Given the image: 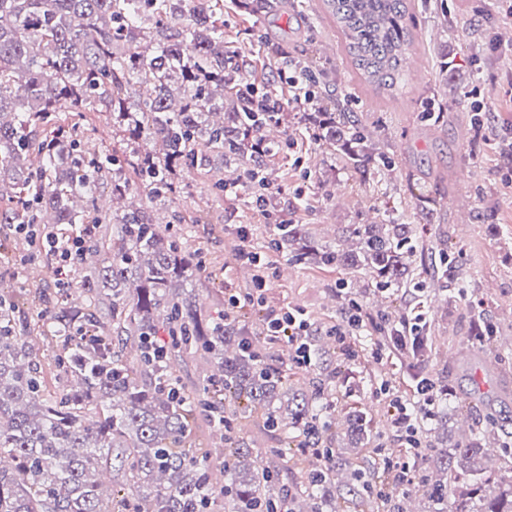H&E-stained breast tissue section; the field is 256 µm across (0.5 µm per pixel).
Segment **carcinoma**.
Listing matches in <instances>:
<instances>
[{"label": "carcinoma", "mask_w": 512, "mask_h": 512, "mask_svg": "<svg viewBox=\"0 0 512 512\" xmlns=\"http://www.w3.org/2000/svg\"><path fill=\"white\" fill-rule=\"evenodd\" d=\"M336 23L355 69L369 83L394 91L411 44L414 0H321ZM256 20L273 0H232ZM314 84L327 79L315 57L295 63ZM268 81L224 41V6L211 0H0V201L14 204L4 223L22 218L51 232L58 224L112 225L106 265L83 276L87 302L66 304L45 315L43 326L59 342L54 361L61 389L48 390L29 346L26 325H17L14 296L0 293V512H206L216 491L224 512L276 506L297 512H403L407 492L388 503L365 489L358 464L347 461L350 487L328 498L332 472L317 481L279 485L281 463L300 464L287 426L307 430L319 416L315 397L288 388V373L273 369L260 349L241 350L239 315L205 313L186 291L198 255L185 253L175 237L159 233L141 208L97 215L95 193L115 158L84 160L81 143L58 120L60 105L82 114L103 103L113 128L129 139L160 145L153 153L131 145L127 158L148 198L172 192L184 164L210 159L270 183L266 158L276 148L266 131L280 122L255 112L246 83ZM149 95L131 103L133 89ZM314 140L365 177L384 155L377 152L341 92L314 102ZM221 110L224 120L210 121ZM356 247L314 249L302 224H283L280 249L300 260L354 270L381 288L408 280L417 251L413 223L385 205L377 224L350 231ZM107 301L117 329L138 338L141 368L131 369L100 330L97 304ZM189 349L214 362L198 393H173L171 360ZM224 416L285 434L273 458L229 441L224 487L212 480L207 452L192 446L200 420ZM497 426L479 427L468 440L440 439L427 448L431 475L421 492L429 512H512V454L505 465H487L484 442ZM353 447L371 448L363 412L349 415ZM124 475L112 507H100V472Z\"/></svg>", "instance_id": "obj_1"}]
</instances>
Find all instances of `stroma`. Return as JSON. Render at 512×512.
Instances as JSON below:
<instances>
[{
    "label": "stroma",
    "instance_id": "obj_1",
    "mask_svg": "<svg viewBox=\"0 0 512 512\" xmlns=\"http://www.w3.org/2000/svg\"><path fill=\"white\" fill-rule=\"evenodd\" d=\"M284 2L283 10L266 21L225 10L224 30L257 63L271 61L276 46L292 59L316 54L351 96L363 125L374 132L391 162L380 171L378 188L410 211L419 193L436 199L431 223L417 226L423 251L411 265L412 278L423 282L424 290L366 287L352 271L300 261L273 247L279 220L305 225L314 244L324 247L346 245L351 225L378 216L374 190L356 189L358 174L318 147L302 109L293 105L287 106L277 130L282 146L267 159L273 179L268 191L279 205L277 215L258 205L259 189L244 187L235 195L218 190L225 177L219 160L179 171L176 192L144 200V208L154 222L169 224L184 250L200 254L195 288L204 310L216 312L225 299L253 293L258 277H265L260 314L249 329L263 341L268 363L288 369L294 388L309 391L327 406L332 430L346 431L343 407L356 402L373 422L376 443L399 447L379 388L388 384L408 399L414 378L424 375L448 390L442 405L453 438H461L459 421L465 415L476 425L505 424L512 433V350L498 348L503 338H512V248L503 245L512 237V160L502 152L504 139L512 138V8L506 0H464L462 10L446 12L441 0H420L408 53L422 59L429 79L423 84L406 72L404 87L391 93L359 85L320 0ZM447 56L466 59V69L443 70ZM441 99L447 102L446 119L437 123L426 110L430 101ZM477 115L484 121L480 131L473 123ZM77 133L90 155L126 147L105 112L87 113ZM471 168L481 171L480 180L468 177ZM488 205L495 211L484 224L476 214ZM240 226L261 255L259 266L238 258ZM444 259L463 269L468 282L451 315L445 305L451 283L430 278L432 265ZM54 266L52 254L35 251L11 225L0 224V282L16 291L31 327L28 342L52 387L57 384L54 344L36 324L45 313L44 298L57 291ZM352 301L365 313L353 357L328 341L331 327L346 321ZM283 308L302 310L313 337L324 343L316 364L294 365L287 343L267 340L262 315ZM396 313L425 317L432 341L420 358L405 359L387 349L373 356L380 325ZM477 317L491 327L480 343L472 339Z\"/></svg>",
    "mask_w": 512,
    "mask_h": 512
}]
</instances>
